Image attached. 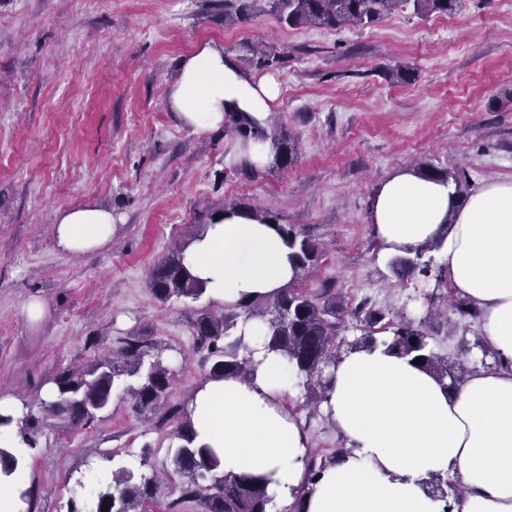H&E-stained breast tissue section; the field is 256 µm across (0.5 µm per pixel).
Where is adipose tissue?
<instances>
[{"instance_id": "1", "label": "adipose tissue", "mask_w": 512, "mask_h": 512, "mask_svg": "<svg viewBox=\"0 0 512 512\" xmlns=\"http://www.w3.org/2000/svg\"><path fill=\"white\" fill-rule=\"evenodd\" d=\"M279 98L272 76L246 73L209 44L183 59L167 95L179 121L198 132L222 127L228 112L266 127ZM370 216L391 254L440 239L448 284L479 309L481 340L497 363L452 389L381 346L342 354L330 369L324 409L349 452L324 469L306 512H512V180L485 182L461 203L452 183L399 171L381 185ZM113 225L111 211L84 205L60 214L54 236L82 255L109 246ZM184 258L219 305L275 296L296 277L274 224L245 211L203 225ZM238 332L256 370L197 386L189 401L197 441L224 472L262 477L269 496L287 505L305 481L310 449L284 404L298 379L267 350L262 322L247 321ZM447 476L465 489L459 501L445 502L431 488Z\"/></svg>"}]
</instances>
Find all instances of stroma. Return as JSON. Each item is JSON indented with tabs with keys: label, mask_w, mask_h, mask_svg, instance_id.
I'll use <instances>...</instances> for the list:
<instances>
[{
	"label": "stroma",
	"mask_w": 512,
	"mask_h": 512,
	"mask_svg": "<svg viewBox=\"0 0 512 512\" xmlns=\"http://www.w3.org/2000/svg\"><path fill=\"white\" fill-rule=\"evenodd\" d=\"M205 43L279 82L275 117L296 139L292 166L234 172L223 131H194L169 110L182 59ZM254 47L285 61H250ZM399 63L408 81L388 78ZM421 166L465 171L475 189L512 179V0H462L424 19L407 6L336 30L289 28L268 13L228 27L208 0H0V396L40 413L58 368L89 364L132 334L166 346L174 371L155 413L136 414L117 390L110 418L94 427L48 418L28 464L37 512H67L81 493L71 473L110 479L87 466L103 450L133 469L149 454L163 481L147 512L171 499L169 409L207 374L192 324L215 305L205 296L160 303L147 279L201 215L226 203L274 214L319 245L304 288L429 320L449 364L492 367L478 324L450 309L430 316L435 281H400L374 234L380 184ZM85 204L111 210L115 229L110 247L75 256L57 246L54 224ZM33 297L45 309L36 323ZM287 404L314 453L344 447L305 388Z\"/></svg>",
	"instance_id": "1"
}]
</instances>
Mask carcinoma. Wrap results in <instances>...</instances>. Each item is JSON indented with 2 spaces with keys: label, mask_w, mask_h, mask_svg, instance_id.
<instances>
[{
  "label": "carcinoma",
  "mask_w": 512,
  "mask_h": 512,
  "mask_svg": "<svg viewBox=\"0 0 512 512\" xmlns=\"http://www.w3.org/2000/svg\"><path fill=\"white\" fill-rule=\"evenodd\" d=\"M224 12V25H241L261 11L276 16L288 27L316 26L336 29L346 25L371 26L391 14L401 5L410 4L421 17L433 13L450 14L461 0H213ZM224 136L236 142L260 138L270 142L274 163L282 168L292 165L296 142L283 128H257L230 112L224 120ZM418 175L439 181L453 182L457 199L467 197V183L458 172L438 173L421 169ZM260 218L275 225L291 250L290 259L297 276L280 294L243 300L224 307L215 316L208 311L197 315L193 323L196 343L205 351L209 363L206 377L224 378L255 370L244 355L248 350L244 337L237 334L238 324L259 320L267 327V348L282 354L305 380L309 395L319 404L327 398L330 368L346 345L343 333V310L336 304V294L330 289L311 293L297 287L319 253V245L292 224H281L269 213ZM440 242L434 240L407 255H395L387 266L400 279H433L436 284L448 283L442 267L423 259L428 251H436ZM148 288L162 303L172 300L195 302L205 289L189 272L184 263V247L161 258L148 276ZM362 326V337L350 349L374 348L382 345L399 356L422 359L426 369L440 383L455 388L464 380V367L459 375L448 378V360L433 349L435 336L424 321L399 316L386 319V313L362 301L349 310ZM165 348L149 337L130 335L119 341L109 356L74 369L60 368L52 378L54 391L41 402L43 416H52L74 427H88L105 420L112 406V394L120 389L130 396L134 410L146 415L160 408L170 395L173 370L164 356ZM43 416L26 411L13 419L0 416V425L15 423L22 441L30 449L38 447L42 434ZM173 426L167 433L170 467L179 477L175 487L177 497L167 503V512H183V505L192 503L198 512H271L272 500L264 482L249 475L226 474L212 450L195 443L196 432L187 404L172 410ZM350 452L338 448L331 457L317 459L308 454L307 480L295 493L288 512H304V501L313 491L320 473ZM158 485L154 475L138 473L118 465L112 469L109 481H100L90 491L91 504L71 499L69 512H144V504L154 499Z\"/></svg>",
  "instance_id": "carcinoma-1"
}]
</instances>
